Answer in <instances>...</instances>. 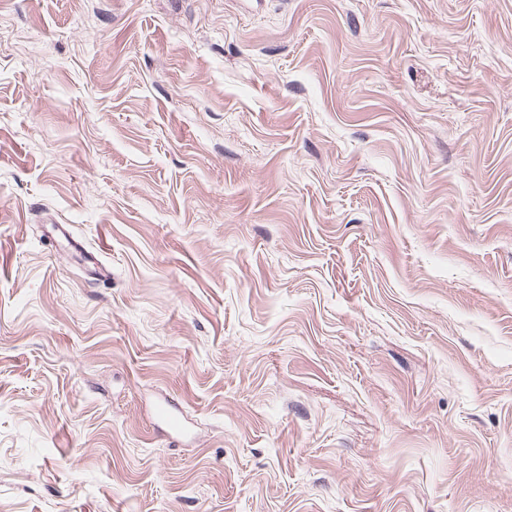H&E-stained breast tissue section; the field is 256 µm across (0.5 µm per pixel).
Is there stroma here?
Wrapping results in <instances>:
<instances>
[{
  "label": "stroma",
  "mask_w": 512,
  "mask_h": 512,
  "mask_svg": "<svg viewBox=\"0 0 512 512\" xmlns=\"http://www.w3.org/2000/svg\"><path fill=\"white\" fill-rule=\"evenodd\" d=\"M0 512H512V0H0Z\"/></svg>",
  "instance_id": "obj_1"
}]
</instances>
